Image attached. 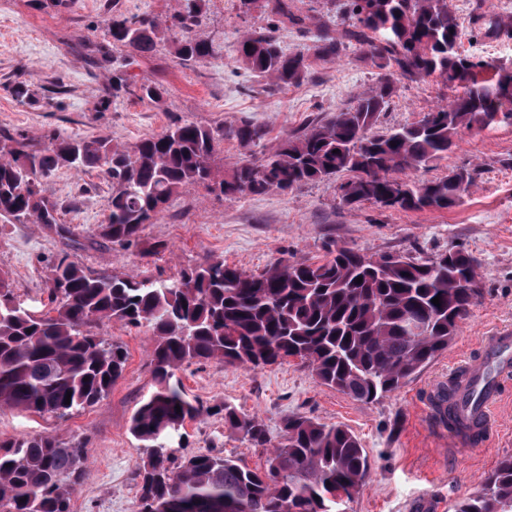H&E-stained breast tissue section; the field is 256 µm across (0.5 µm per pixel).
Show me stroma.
<instances>
[{"mask_svg":"<svg viewBox=\"0 0 512 512\" xmlns=\"http://www.w3.org/2000/svg\"><path fill=\"white\" fill-rule=\"evenodd\" d=\"M238 0H211L208 34L232 49L246 29L268 27L265 13L239 16ZM462 28V54L512 62V32L484 37L475 20L494 9L512 17V0H452ZM129 14L166 19L175 0H70L68 8H40L35 0H0V132L37 139L110 136L130 145L160 134L175 119L216 130L250 117L266 124L265 145L254 147L261 160L269 145L353 105L358 92L372 86L376 70L358 47L339 57L316 60L300 86L271 90L263 80L224 58L181 63L167 48L136 58L135 78L163 83L161 102L126 94L108 98L109 64L93 58L88 44L99 33L113 6ZM27 85L31 101L19 104L15 82ZM458 89L435 81H401L390 108L380 117L384 128L417 121ZM479 169L476 184L457 206L444 211L404 212L365 202L340 200L339 180L292 191L247 196L235 201L188 185L138 242L118 245L96 235L109 214L111 185L97 173L62 168L45 184L58 205L61 224L72 231L59 236L43 224L0 223V271L8 274L17 300L38 307L47 300L46 281L61 254H69L95 274L135 273L152 279L176 276L210 257L251 272L291 255L318 262L328 249L346 246L366 255L408 252L435 257L460 245L480 261L481 293L448 348L405 386L374 403L357 401L319 384L311 372L293 363L265 368L227 367L216 361L177 373L183 390L203 405L230 404L257 416L271 443L282 436L291 415L313 417L354 433L368 453L366 481L349 512H455L463 499L512 455V378L500 381L502 404L482 446L453 447L433 427L427 390L464 360L484 354L481 336L512 328V125L464 132L459 146L430 167L413 172L416 180L446 177L460 166ZM99 333L127 353L121 378L97 404L62 419L0 410V438L50 434L77 440L85 448L82 477L71 497L70 512H136L138 469L145 454L130 435L131 415L153 389L152 336L147 327L118 322L100 325ZM240 459L263 468L268 449L234 433L222 416L186 423L176 459L199 453Z\"/></svg>","mask_w":512,"mask_h":512,"instance_id":"obj_1","label":"stroma"}]
</instances>
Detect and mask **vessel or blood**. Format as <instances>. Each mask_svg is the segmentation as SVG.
<instances>
[{
    "mask_svg": "<svg viewBox=\"0 0 512 512\" xmlns=\"http://www.w3.org/2000/svg\"><path fill=\"white\" fill-rule=\"evenodd\" d=\"M484 352L496 355L498 378L512 376V330L502 329L485 336L482 341ZM454 391V412L461 422L460 427L446 423V409L434 407L439 432L448 433L450 439L461 447L479 445L492 426V412L498 406L500 395L496 384L484 381V368L478 363L458 367L447 380L436 382L429 390L430 396H437L442 389Z\"/></svg>",
    "mask_w": 512,
    "mask_h": 512,
    "instance_id": "b4317fda",
    "label": "vessel or blood"
}]
</instances>
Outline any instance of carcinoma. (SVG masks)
<instances>
[{
  "label": "carcinoma",
  "mask_w": 512,
  "mask_h": 512,
  "mask_svg": "<svg viewBox=\"0 0 512 512\" xmlns=\"http://www.w3.org/2000/svg\"><path fill=\"white\" fill-rule=\"evenodd\" d=\"M210 0H176L165 21L129 15L117 2L104 21L96 52L112 64V95L158 102L166 89L127 74L136 56L167 41L178 59L198 62L224 50L206 34ZM260 9L273 24L316 25L324 58L342 42L321 19L293 11L292 0H239L248 16ZM352 20L345 36L377 69L375 85L356 103L316 121L268 149L256 163L244 157L222 164L219 146L232 140L247 154L264 141L266 125L251 118L219 132L176 121L131 146L107 135L44 136L36 147L24 135H0V222L58 224V208L33 186L57 170L95 171L112 184L107 222L97 236L131 244L189 184L235 200L286 192L341 174V202H372L402 211L447 210L469 194L478 169L448 176L409 178L458 148L461 132L496 127L484 117L512 118V96L499 93L506 67L470 59L459 51L461 27L450 0H348ZM479 28L496 37L512 20L493 10L478 15ZM130 50L122 59L120 48ZM227 58L277 87L301 84L309 57L289 53L268 29L244 33ZM434 80L463 93L410 124L380 129L379 118L403 80ZM480 262L452 247L435 258L410 254L368 257L351 248L321 262L278 259L259 273L208 258L168 279L138 274L94 275L68 254L48 278V307L19 303L0 272V409L63 418L103 399L122 376V346L93 331L105 322L145 326L152 336L153 391L130 420L129 431L147 453L140 469L138 512H347L368 473L360 440L339 425L290 416L282 441L261 470L226 456L201 453L175 463L168 448L185 422L223 415L224 425L267 443L257 416L228 404L205 407L187 399L175 372L218 361L260 368L296 361L328 387L372 402L398 390L455 336L480 293ZM362 282H356V278ZM440 297V305L432 299ZM427 326L422 336L405 328L408 314ZM70 403H65L66 394ZM78 441L52 435L0 439V512H70L83 468ZM456 512H512V456L502 460L481 490Z\"/></svg>",
  "instance_id": "cac0c4a2"
}]
</instances>
